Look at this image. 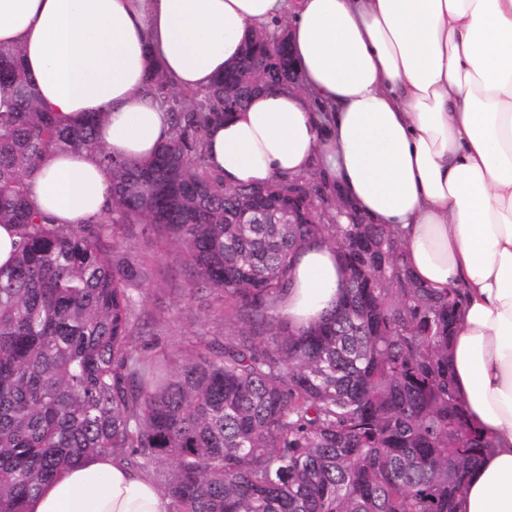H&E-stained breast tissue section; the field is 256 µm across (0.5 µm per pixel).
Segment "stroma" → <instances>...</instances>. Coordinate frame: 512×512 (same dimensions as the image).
<instances>
[{"mask_svg": "<svg viewBox=\"0 0 512 512\" xmlns=\"http://www.w3.org/2000/svg\"><path fill=\"white\" fill-rule=\"evenodd\" d=\"M119 241L138 256L148 273L136 292L140 321L133 344L137 349L171 353L195 336L223 338L220 303L210 291L192 290L177 246L151 231L123 235Z\"/></svg>", "mask_w": 512, "mask_h": 512, "instance_id": "obj_1", "label": "stroma"}]
</instances>
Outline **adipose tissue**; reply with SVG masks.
Instances as JSON below:
<instances>
[{
    "label": "adipose tissue",
    "mask_w": 512,
    "mask_h": 512,
    "mask_svg": "<svg viewBox=\"0 0 512 512\" xmlns=\"http://www.w3.org/2000/svg\"><path fill=\"white\" fill-rule=\"evenodd\" d=\"M284 28L300 74L210 125L225 187L318 171L343 214L394 228L421 286L459 294L449 365L490 442L456 512H512V0H0V44L21 47L39 99L63 124L101 112L111 154L150 159L167 112L140 95L150 61L204 90L245 37ZM58 224L102 217L108 170L58 153L30 180ZM275 310L306 328L345 287L334 247L298 251ZM28 512H169L147 474L109 455L67 468Z\"/></svg>",
    "instance_id": "1"
}]
</instances>
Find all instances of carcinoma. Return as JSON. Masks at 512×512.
Returning a JSON list of instances; mask_svg holds the SVG:
<instances>
[{
    "instance_id": "obj_1",
    "label": "carcinoma",
    "mask_w": 512,
    "mask_h": 512,
    "mask_svg": "<svg viewBox=\"0 0 512 512\" xmlns=\"http://www.w3.org/2000/svg\"><path fill=\"white\" fill-rule=\"evenodd\" d=\"M246 52L207 91L181 92L151 65L141 93L171 134L145 163L96 141L105 119L62 125L42 107L17 47L0 45V224L19 236L0 267V512L61 471L107 453L149 472L171 512H455L489 441L470 423L448 368L454 290L417 285L395 232L379 224H238L261 195L288 204L301 177L224 188L204 133L273 74ZM90 153L112 177L107 214L56 224L32 205L29 178L56 153ZM136 224L182 249L191 284L222 301L224 341L174 355L132 345L142 263L116 240ZM336 246L351 277L336 309L298 329L272 313L294 255ZM150 463L162 467L148 470Z\"/></svg>"
}]
</instances>
